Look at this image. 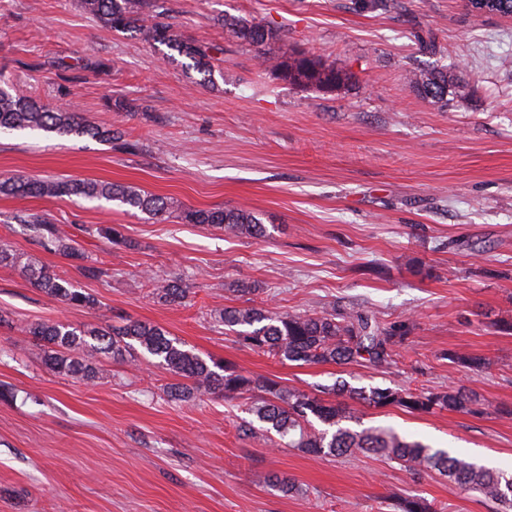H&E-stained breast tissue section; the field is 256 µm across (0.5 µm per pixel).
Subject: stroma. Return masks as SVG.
<instances>
[{"label":"stroma","mask_w":512,"mask_h":512,"mask_svg":"<svg viewBox=\"0 0 512 512\" xmlns=\"http://www.w3.org/2000/svg\"><path fill=\"white\" fill-rule=\"evenodd\" d=\"M182 37L216 46L221 73L201 84L191 61L116 33L78 0H0V82L54 104L77 102L119 141L0 132V176L103 180L190 209L245 208L266 236H225L114 203L0 195V243L50 266L99 301L66 306L0 266V512H396L392 494L436 512H499L447 478L370 454L318 457L239 435L245 399L173 400L157 358H98L95 383L58 375L19 325L129 320L169 331L202 357L307 392L456 386L483 411L352 408L365 427L512 469V21L463 13L458 0H170ZM278 29L263 51H304L350 79L333 94L283 83L225 17ZM454 68L447 104L409 83L416 68ZM121 99L115 111L111 99ZM41 216L78 253L44 250L21 218ZM119 232L120 243L94 235ZM107 269L104 278L86 269ZM177 277L185 303L153 295ZM256 285L252 297L239 284ZM320 313L364 308L409 325L392 366L280 362L238 344L214 320L227 306ZM486 359L478 371L449 353ZM291 478L285 495L265 476Z\"/></svg>","instance_id":"obj_1"}]
</instances>
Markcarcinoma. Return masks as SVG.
<instances>
[{
  "instance_id": "obj_1",
  "label": "carcinoma",
  "mask_w": 512,
  "mask_h": 512,
  "mask_svg": "<svg viewBox=\"0 0 512 512\" xmlns=\"http://www.w3.org/2000/svg\"><path fill=\"white\" fill-rule=\"evenodd\" d=\"M80 7L104 26L117 32H134L141 40L164 45L193 61L203 75L202 82L215 84L210 63L213 48L184 40L170 22L169 0H80ZM241 41L264 46L279 39L277 30L263 21L224 18ZM277 79L286 84L312 87L324 94L336 91L342 72L298 51L286 56L259 55ZM409 82L425 95L445 102L453 74L448 68L416 69ZM41 130L60 137L88 136L104 143L121 139V134L89 122L74 105L55 106L20 96L0 85V130ZM0 195L48 198L106 200L136 209L151 217L179 210L172 199L149 194L132 186L97 180H41L12 176L0 180ZM188 224H211L228 235L263 237L266 227L258 214L241 208L195 209L182 212ZM29 236L50 252L72 253L69 237L55 224L34 218L22 220ZM0 265L19 269L21 274L44 294L76 308L94 310L98 300L60 276L51 267L38 264L0 243ZM156 297L168 304H181L189 288L179 279L154 283ZM217 322L233 333L236 341L252 350L271 354L283 361L306 364H348L365 359L375 365L396 362L398 348L407 332L382 326L364 310L307 314L269 312L255 306L226 307ZM25 331L44 343L48 351L46 366L59 375L79 374L93 383L98 368L85 353L97 352L114 361H125L137 353L159 359V364L179 379L169 386L171 398L188 401L221 393L226 398L257 394L245 409L249 418L238 424L245 437L258 438L273 446L300 448L319 456L342 457L357 452L394 460L414 472L436 471L463 489L480 493L498 503L503 512H512V473L490 469L445 448H434L421 440L407 439L391 428L352 429L355 420L349 399L375 408L396 406L411 413L429 414L437 410L476 413L477 396L462 389L415 391L400 387H354L342 380L319 385L310 394L282 385L266 376L246 375L230 363L205 359L163 328L130 320L120 328H81L62 321L32 322ZM452 363L473 370L485 366L482 358L453 352ZM399 512H434L426 500L416 496L395 497Z\"/></svg>"
}]
</instances>
